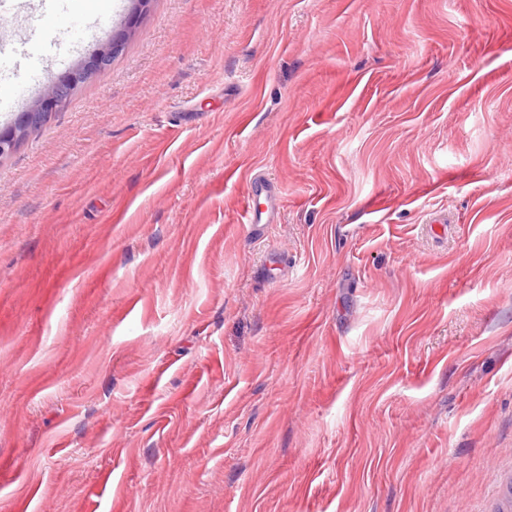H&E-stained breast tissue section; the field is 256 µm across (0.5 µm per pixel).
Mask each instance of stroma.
I'll return each instance as SVG.
<instances>
[{
    "label": "stroma",
    "instance_id": "stroma-1",
    "mask_svg": "<svg viewBox=\"0 0 512 512\" xmlns=\"http://www.w3.org/2000/svg\"><path fill=\"white\" fill-rule=\"evenodd\" d=\"M0 467V512L506 507L512 0H152L0 159ZM280 187L265 175L256 173L248 180V195L252 205L247 209L248 234L254 239L265 235L269 224L280 219Z\"/></svg>",
    "mask_w": 512,
    "mask_h": 512
}]
</instances>
